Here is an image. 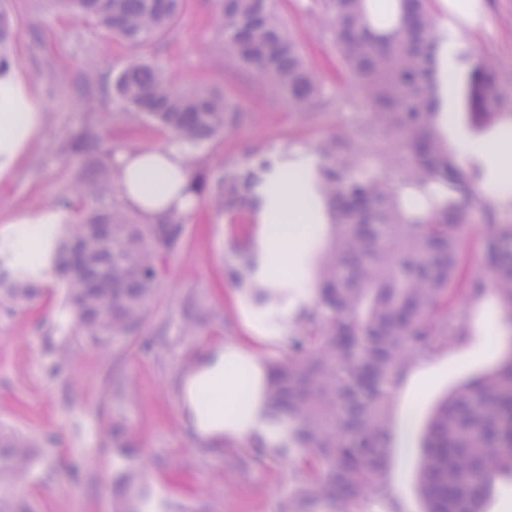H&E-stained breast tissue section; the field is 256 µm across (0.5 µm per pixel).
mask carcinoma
<instances>
[{
  "label": "carcinoma",
  "mask_w": 512,
  "mask_h": 512,
  "mask_svg": "<svg viewBox=\"0 0 512 512\" xmlns=\"http://www.w3.org/2000/svg\"><path fill=\"white\" fill-rule=\"evenodd\" d=\"M398 32L376 38L361 0H321L341 69L370 106L373 120L403 142L386 140L374 165L356 143L329 138L315 148L317 188L333 215L332 236L316 256L314 299L292 324L288 356L271 365L267 440L244 444L240 461L254 457L296 464L302 479L280 512H336V503L387 495L389 401L402 371L470 330L467 307L485 290L472 275L467 251L472 212L466 204L482 162L463 158L438 128L437 41L430 0H407ZM56 13L93 22L136 55L112 79L113 110L95 112L103 82L80 69L48 66L47 81H67L88 116L60 146L78 161L75 190L57 207L73 210L74 224L39 230L37 250L17 262L0 248V304L29 302L51 273L63 283L66 303L82 335L93 342H140V328L161 288L167 260L184 245L188 219L172 216L141 224L114 198L118 148L99 127L129 131L152 127L180 143L189 158L190 191L233 222L249 216L264 193L261 173L273 157L258 156L213 175L200 152L215 149L243 115L223 92L200 84L179 89L150 60L153 46L178 26L191 0H46ZM217 26L228 57L258 86L310 113L327 102L326 84L282 22L278 0H217ZM15 16L0 0V70L16 63L11 51ZM469 70L468 105L482 124L512 122V78L493 57L456 51ZM412 156L405 183L434 186L431 213L412 217L388 186L387 165ZM490 232L481 250L492 288L512 319V222L486 211ZM252 252L236 251L232 273L251 304L278 321L288 289L257 277ZM194 333L206 317L190 302ZM36 449L20 433L0 428V481L24 475ZM512 476V356L496 370L456 389L433 410L421 449L418 486L423 512H484L486 496ZM115 512H150L137 470L118 477ZM0 512H33L23 498H0Z\"/></svg>",
  "instance_id": "1"
}]
</instances>
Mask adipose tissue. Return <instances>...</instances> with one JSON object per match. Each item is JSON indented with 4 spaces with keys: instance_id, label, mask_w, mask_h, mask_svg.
<instances>
[{
    "instance_id": "ef3b65f1",
    "label": "adipose tissue",
    "mask_w": 512,
    "mask_h": 512,
    "mask_svg": "<svg viewBox=\"0 0 512 512\" xmlns=\"http://www.w3.org/2000/svg\"><path fill=\"white\" fill-rule=\"evenodd\" d=\"M471 0H436L439 22L435 33L438 54L439 127L445 140L460 144L463 151L487 158L497 178L476 184L481 202L500 204L512 197V127L486 140L460 139L451 109L455 76L448 68L449 15L467 16ZM362 11L372 33L381 39L400 27L403 0H362ZM45 122V107L34 80L15 65L0 71V181L17 169ZM115 177L121 206L140 223L157 224L172 215L191 217L200 204L188 191L190 170L177 143L121 151L116 155ZM271 199L254 211L250 228L252 251L260 258L262 275L279 279L290 273L298 288L291 306L284 308L285 322L278 334L288 330L286 322L297 308L311 302L315 277L313 260L325 242L332 215L307 178L294 168L275 176ZM268 387L264 359L239 342L211 349L196 372L184 382L186 402L194 404L195 392L208 390L211 400L203 413H194L196 435L206 442L235 443L252 439L265 430Z\"/></svg>"
}]
</instances>
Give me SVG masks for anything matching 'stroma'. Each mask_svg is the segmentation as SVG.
Masks as SVG:
<instances>
[{
  "label": "stroma",
  "instance_id": "obj_1",
  "mask_svg": "<svg viewBox=\"0 0 512 512\" xmlns=\"http://www.w3.org/2000/svg\"><path fill=\"white\" fill-rule=\"evenodd\" d=\"M318 3L280 4L285 25L329 91V104L310 119L225 64L213 0H193L174 35L156 45L157 62L178 87L203 83L220 89L246 113L219 148L206 152L209 168L225 171L242 165L248 155L269 156L287 147L310 152L332 137L373 150L384 143L382 130L336 60ZM16 10L17 63L38 81L47 117L27 158L0 186L1 240L13 236L12 218L54 205L69 186L72 165L59 145L75 130L84 108L69 84L42 81L40 60L69 59L113 74L128 55L123 45L81 20L48 15L31 0H16ZM448 25L457 31L453 45L491 52L512 76V0H477L472 15L449 18ZM35 31L41 37L36 46L31 43ZM248 228L247 221L230 222L206 204L189 219L186 244L168 260L161 291L142 326L143 337L157 344L150 353L121 339L94 344L75 337L74 316L57 281L49 295L31 304L0 307V424L32 436L46 452L45 461L18 480L12 493L28 496L37 512H112L118 474L132 466L165 512H278L298 479L293 464L254 460L242 465L233 450H205L194 437L178 389L188 362L246 334L228 269L234 242ZM190 298L201 301L208 313L193 335L183 328ZM506 322L496 295L486 292L472 310L468 336L404 372L390 407V512H422L417 467L427 421L447 394L495 370L512 350V333L502 332ZM64 345L70 352L66 359L60 356ZM107 369L124 381V397L108 395L103 384ZM112 421L122 427V442L106 434ZM126 441L138 448L135 459L124 456Z\"/></svg>",
  "mask_w": 512,
  "mask_h": 512
}]
</instances>
